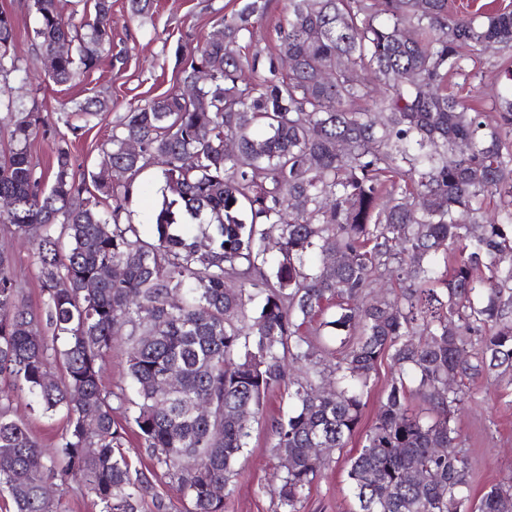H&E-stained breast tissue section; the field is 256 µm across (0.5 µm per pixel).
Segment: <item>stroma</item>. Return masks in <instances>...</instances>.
<instances>
[{
  "label": "stroma",
  "instance_id": "stroma-1",
  "mask_svg": "<svg viewBox=\"0 0 512 512\" xmlns=\"http://www.w3.org/2000/svg\"><path fill=\"white\" fill-rule=\"evenodd\" d=\"M243 2L154 0L151 18L129 24L125 21L127 0H116L112 50L97 70L72 88L49 83L43 74L31 38L34 14L30 0H0V8L15 17V53L20 66L30 73L25 83L13 74L0 76V99L23 97L27 109L39 112L52 123L70 101L96 93L111 96L115 103L112 111L72 147L76 170L97 168L102 161L101 145L118 117L143 100L181 90L180 70L200 37L221 30L225 16L238 10ZM510 63L512 51L496 47L482 51L470 62L467 76L456 78L451 91L469 98L477 108H490L512 84L505 73ZM162 186L158 167H150L141 177L140 193L130 207L133 223H151L162 201ZM4 246L21 275L26 303L33 312H41L43 296L32 240L16 237L5 241ZM390 383L391 367L384 360L379 362L364 393L366 406L356 430L345 447L332 454L307 493L301 512H346L350 502V459L362 447ZM468 394L457 426L471 459L473 491L481 493L485 486L495 483L512 485V376L492 374L478 379L470 383ZM13 410L29 424L43 447H53L66 428L63 414L44 415L32 410L27 393L15 392ZM287 410V396L276 394L267 400L263 415L252 419L247 459L239 474L228 481L224 512H280L277 489L282 469L272 452L271 423Z\"/></svg>",
  "mask_w": 512,
  "mask_h": 512
}]
</instances>
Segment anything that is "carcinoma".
Listing matches in <instances>:
<instances>
[{"mask_svg": "<svg viewBox=\"0 0 512 512\" xmlns=\"http://www.w3.org/2000/svg\"><path fill=\"white\" fill-rule=\"evenodd\" d=\"M72 5L66 19L58 0H32L33 42L58 85L80 83L112 48V0ZM269 6L246 0L224 17L222 36L181 69L184 83L201 70L210 80L191 97L130 108L98 169L77 172L71 146L112 97L61 113L71 137L52 134L50 173L31 151L50 126L0 100L12 143L0 158V198L11 203L0 224L33 238L44 295L40 318L1 250L0 378L11 388L0 389V498L13 512H62L61 497L42 492L52 481L81 484L99 512H141L153 484L122 451L129 423L185 512H224L211 487L246 458L251 422L241 414H259L281 389L293 406L271 428L274 456L288 461L278 501L300 512L359 423L384 358L395 377L350 459L349 512H512L511 486L472 495L456 425L463 379L512 372V209L481 223L473 207L496 195L512 206V92L488 112L448 93L473 54L512 50V10L287 0L268 53L240 52ZM14 36L13 14L0 9V74L25 81ZM157 161L163 203L147 235L129 206ZM272 237L278 259L267 256ZM109 265L112 278H100ZM386 277L398 291L360 303ZM126 325L136 337L129 387L114 391L104 357ZM290 361L303 377L288 378ZM169 374L180 379L172 394ZM407 375L432 420L409 414ZM16 390L44 415L65 413L52 456L13 417Z\"/></svg>", "mask_w": 512, "mask_h": 512, "instance_id": "obj_1", "label": "carcinoma"}]
</instances>
